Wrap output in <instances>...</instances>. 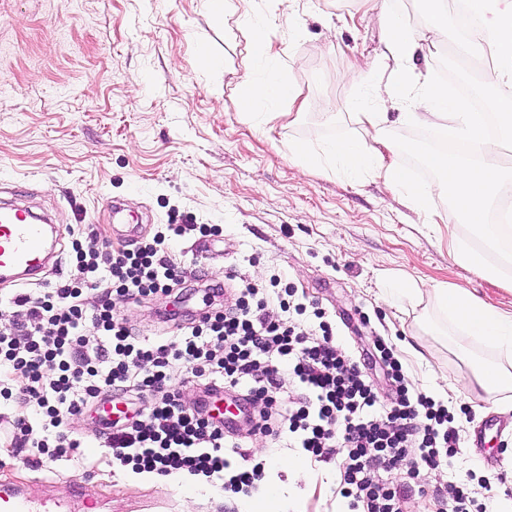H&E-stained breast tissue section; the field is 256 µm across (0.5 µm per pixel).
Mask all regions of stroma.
I'll use <instances>...</instances> for the list:
<instances>
[{
    "label": "stroma",
    "instance_id": "1",
    "mask_svg": "<svg viewBox=\"0 0 512 512\" xmlns=\"http://www.w3.org/2000/svg\"><path fill=\"white\" fill-rule=\"evenodd\" d=\"M459 0H229L218 17L210 0H0V204L22 198L50 215L60 230L61 263L44 281L69 275L77 220L96 225L98 238L127 245L130 223L141 215L139 236L153 237L183 215L215 225L220 236L193 231L171 245L178 260L215 282L228 269L267 283L279 274L323 308L340 328L338 344L371 377L380 400L390 391L375 356L374 337L392 343L415 385L445 389V402L465 407L460 449L421 471L428 490L466 480L484 484L493 512H512V391L486 394L474 366L497 358L491 347L461 333L441 311L440 286L459 285L512 311V286L483 278L449 254L455 229L426 223L423 214L392 196L381 179L357 177L323 161L300 163L289 145L310 148L359 134L354 104L384 113L382 128L394 141L432 146V126L410 122L406 100L379 99L374 85L351 77L353 64L384 49L386 18L415 32L432 14L445 23L437 45L422 42L412 57L388 59L440 77L467 79L477 93L512 96L511 84L488 82L491 62L469 56L459 66ZM263 27L278 51L265 60L251 53L253 27ZM277 68L301 93L294 113L266 123L267 103L243 114L238 86ZM340 72L342 82L326 81ZM126 214L112 220L110 203ZM423 291L417 307L391 305L382 292L391 282ZM173 296L121 302L118 312L135 332L151 338ZM507 425L486 430L482 448L471 445L486 420ZM235 437L268 463L286 512H345L335 461L304 458L301 449L277 448L241 422ZM304 459L306 478L288 468ZM33 485L47 502L65 481L83 482L100 512H241L240 498L206 478L186 485L182 475L147 478L112 462L102 440L46 470L23 464L0 443V477Z\"/></svg>",
    "mask_w": 512,
    "mask_h": 512
}]
</instances>
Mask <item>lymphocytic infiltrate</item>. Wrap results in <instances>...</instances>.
I'll use <instances>...</instances> for the list:
<instances>
[{
	"label": "lymphocytic infiltrate",
	"instance_id": "obj_1",
	"mask_svg": "<svg viewBox=\"0 0 512 512\" xmlns=\"http://www.w3.org/2000/svg\"><path fill=\"white\" fill-rule=\"evenodd\" d=\"M190 217L166 225L152 240L112 250L96 233L74 239V272L48 291L18 293L12 305L24 319L0 332V401L14 403L8 438L26 446L31 417L43 420L37 454L43 467L82 445L64 427L106 394L137 392L144 409L114 425L107 438L112 456L137 473L184 472L218 479L235 494L250 495L265 478L264 463L229 442L223 426L187 404L190 378L234 389L247 385L249 401L263 408L253 432L279 440L318 461L343 453L340 493L351 512H402L406 489L386 475L408 467L432 468L440 454L460 444L455 415L443 402L415 389L392 344L376 338L390 403L381 406L354 358L336 343V328L320 308L295 301L284 284L269 294L248 281L230 305L198 316L167 312L162 331L140 338L115 310L119 301L170 294L196 280L184 262L164 250L167 235H183ZM96 305L85 303L88 293Z\"/></svg>",
	"mask_w": 512,
	"mask_h": 512
}]
</instances>
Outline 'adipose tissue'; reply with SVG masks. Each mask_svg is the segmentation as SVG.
<instances>
[{"mask_svg":"<svg viewBox=\"0 0 512 512\" xmlns=\"http://www.w3.org/2000/svg\"><path fill=\"white\" fill-rule=\"evenodd\" d=\"M479 2L484 31L475 50L493 64L490 82H511L512 0ZM384 92L391 99L411 98L421 109L420 120L438 121L440 134L467 142L471 155L432 154L430 164L439 172V180L414 185L412 175L391 161L400 147L380 131L382 113L368 106L360 107L355 114L363 137L330 143L316 154L328 162L342 160L354 170L383 179L391 193L401 195L411 208L430 213L432 223L468 224L470 237L455 236L450 241L453 259L481 276L503 278L504 267L512 264V252H501L500 247L512 241V226L485 223L484 215L500 194L512 190V174L499 163L498 139L486 133L489 114L467 110L450 101L447 89L435 86L430 76L404 69L389 76ZM299 97L296 87L275 72L261 81L243 80L238 87L239 102L246 112L261 99L294 103ZM447 195L452 197V205L447 212H436V198ZM494 253L499 254L500 261L492 265L488 259ZM434 294L459 331L494 346L505 357L512 355V311H502L456 285L435 289Z\"/></svg>","mask_w":512,"mask_h":512,"instance_id":"obj_1","label":"adipose tissue"}]
</instances>
